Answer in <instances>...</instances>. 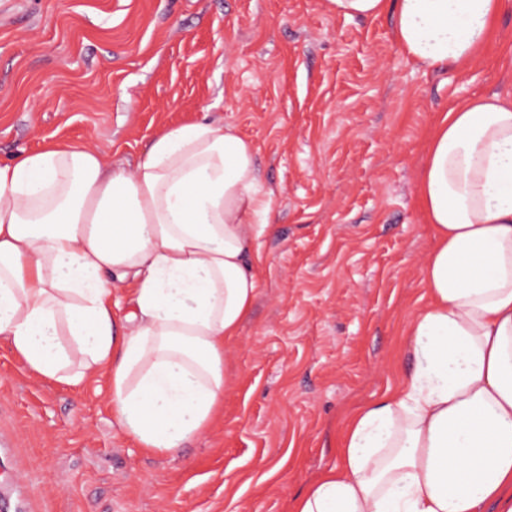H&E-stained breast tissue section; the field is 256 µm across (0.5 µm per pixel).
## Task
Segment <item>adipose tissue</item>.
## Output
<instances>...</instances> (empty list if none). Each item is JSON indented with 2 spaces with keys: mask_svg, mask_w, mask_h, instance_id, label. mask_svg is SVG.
Returning <instances> with one entry per match:
<instances>
[{
  "mask_svg": "<svg viewBox=\"0 0 512 512\" xmlns=\"http://www.w3.org/2000/svg\"><path fill=\"white\" fill-rule=\"evenodd\" d=\"M502 3L327 0L346 18L394 8L399 44L426 68L469 63ZM419 195L435 246L406 324L413 363L347 417L335 464L292 512H512V97L442 114ZM271 196L229 124L162 131L131 172L88 144L0 163V339L44 379L108 370L124 432L175 453L224 409Z\"/></svg>",
  "mask_w": 512,
  "mask_h": 512,
  "instance_id": "ef3b65f1",
  "label": "adipose tissue"
}]
</instances>
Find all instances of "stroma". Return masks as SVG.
<instances>
[{"label":"stroma","mask_w":512,"mask_h":512,"mask_svg":"<svg viewBox=\"0 0 512 512\" xmlns=\"http://www.w3.org/2000/svg\"><path fill=\"white\" fill-rule=\"evenodd\" d=\"M508 91L512 0L463 70L412 61L393 11L325 0H0V161L56 140L131 170L155 135L204 119L251 142L273 192L224 412L179 452L121 429L107 374L47 381L0 342V512H291L335 464L344 415L411 363L438 116ZM390 0H327V6L332 12L346 18L377 17L383 14Z\"/></svg>","instance_id":"1"}]
</instances>
